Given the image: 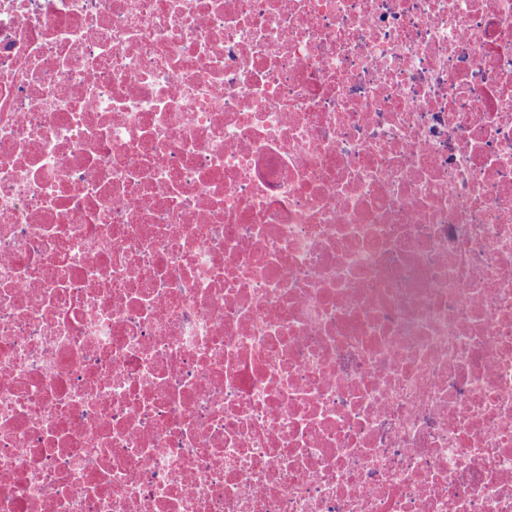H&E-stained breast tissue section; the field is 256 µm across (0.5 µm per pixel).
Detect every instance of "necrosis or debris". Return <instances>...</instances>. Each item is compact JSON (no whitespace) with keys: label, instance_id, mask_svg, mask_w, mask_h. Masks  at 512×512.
I'll return each mask as SVG.
<instances>
[{"label":"necrosis or debris","instance_id":"4bbe7bcc","mask_svg":"<svg viewBox=\"0 0 512 512\" xmlns=\"http://www.w3.org/2000/svg\"><path fill=\"white\" fill-rule=\"evenodd\" d=\"M0 512H512V0H0Z\"/></svg>","mask_w":512,"mask_h":512}]
</instances>
